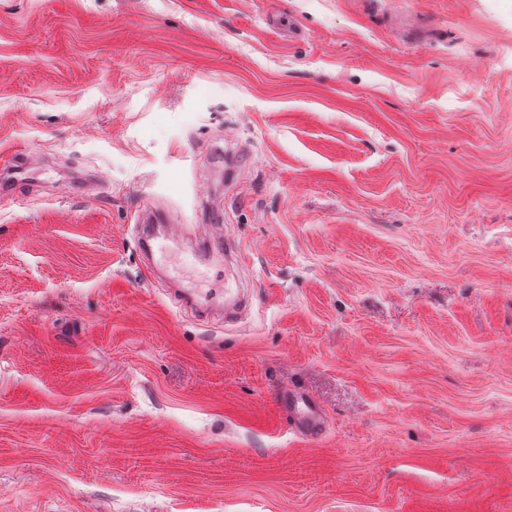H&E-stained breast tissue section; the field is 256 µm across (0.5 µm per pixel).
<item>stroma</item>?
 I'll return each instance as SVG.
<instances>
[{"label": "stroma", "instance_id": "1", "mask_svg": "<svg viewBox=\"0 0 512 512\" xmlns=\"http://www.w3.org/2000/svg\"><path fill=\"white\" fill-rule=\"evenodd\" d=\"M21 145L0 512H512V0H0ZM166 221L167 216L163 213L144 214L143 212H138L137 214V222L140 223L138 229L141 244L144 250L151 255L154 253L152 242L157 238L158 234L154 224H161ZM280 413L288 414V424L304 441L313 440L325 430V420L316 400L301 390L288 389L276 399Z\"/></svg>", "mask_w": 512, "mask_h": 512}]
</instances>
